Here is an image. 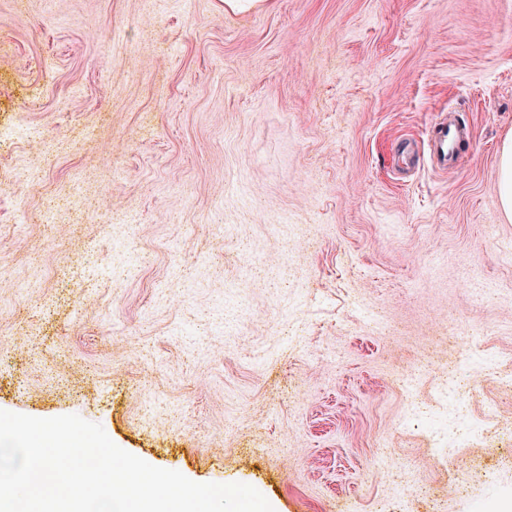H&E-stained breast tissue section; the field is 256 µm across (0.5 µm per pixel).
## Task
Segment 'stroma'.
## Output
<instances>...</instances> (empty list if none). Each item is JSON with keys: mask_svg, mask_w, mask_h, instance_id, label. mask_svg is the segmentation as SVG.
<instances>
[{"mask_svg": "<svg viewBox=\"0 0 512 512\" xmlns=\"http://www.w3.org/2000/svg\"><path fill=\"white\" fill-rule=\"evenodd\" d=\"M510 132L512 0H0V410L274 512L512 505ZM472 333L441 460L395 377ZM468 136L469 129L465 125L447 119L431 126L428 143L438 169L450 172L459 165L462 145ZM498 207L509 219L512 218V136H508L499 153Z\"/></svg>", "mask_w": 512, "mask_h": 512, "instance_id": "35a3bbf8", "label": "stroma"}]
</instances>
